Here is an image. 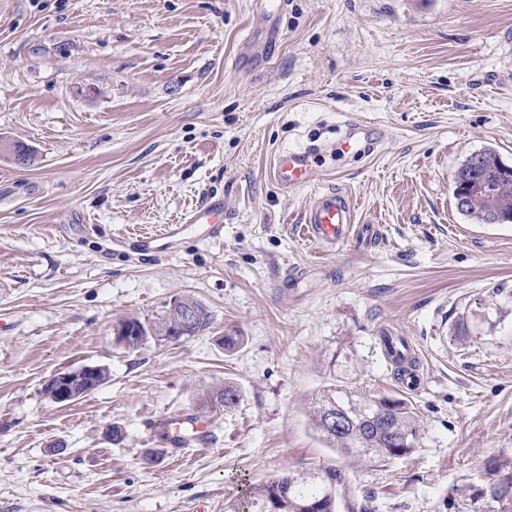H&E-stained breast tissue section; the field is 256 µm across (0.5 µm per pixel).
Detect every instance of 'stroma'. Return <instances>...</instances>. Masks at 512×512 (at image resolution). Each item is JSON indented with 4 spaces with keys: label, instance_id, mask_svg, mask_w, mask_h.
I'll use <instances>...</instances> for the list:
<instances>
[{
    "label": "stroma",
    "instance_id": "obj_1",
    "mask_svg": "<svg viewBox=\"0 0 512 512\" xmlns=\"http://www.w3.org/2000/svg\"><path fill=\"white\" fill-rule=\"evenodd\" d=\"M351 120L381 130L372 153L327 159L310 189L271 179L280 151ZM488 149L512 165V0H0V512H224L243 484L327 467L338 512H472L456 489L512 459V224L452 193ZM332 188L372 245L305 236ZM211 196L217 241L185 226ZM168 224L184 230L138 250ZM175 295L209 328L116 342ZM385 334L414 351L418 390ZM88 365L105 384L44 395ZM334 384L411 402L419 447L332 448L310 406ZM183 413L212 427L175 453L149 427ZM383 343L387 357L396 365V375L400 376L398 378L401 379L405 374L414 370L413 367H417L418 362L416 360H410L407 363L408 366H405L408 357L405 353V343L402 339H399L397 342L391 336H383ZM90 377H93L91 383ZM107 378L108 372L106 368H101L99 372L98 366H85L78 370L53 375L44 385L45 394L47 395L48 391L46 390H49V399L51 401L67 405L82 395L86 386L90 384L87 389H90L92 392L103 385ZM86 381L87 385L85 386L84 383Z\"/></svg>",
    "mask_w": 512,
    "mask_h": 512
}]
</instances>
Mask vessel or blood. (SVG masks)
Here are the masks:
<instances>
[{
	"mask_svg": "<svg viewBox=\"0 0 512 512\" xmlns=\"http://www.w3.org/2000/svg\"><path fill=\"white\" fill-rule=\"evenodd\" d=\"M375 139L369 136L368 125L347 122L341 138L334 147L309 145L297 150L278 153L271 175L283 188L296 189L313 184L318 167L326 155L336 157L366 154L374 150ZM196 224L202 239L213 241L224 235V200L211 198L201 204L189 217ZM302 221L310 239L323 244L335 245L350 237L354 231L355 215L350 198L339 191L327 190L313 195V201L303 214ZM157 428L167 448H180L185 431L194 436L205 435L207 421L200 415L157 421Z\"/></svg>",
	"mask_w": 512,
	"mask_h": 512,
	"instance_id": "1",
	"label": "vessel or blood"
}]
</instances>
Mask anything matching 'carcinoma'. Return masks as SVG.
I'll return each instance as SVG.
<instances>
[{"label":"carcinoma","instance_id":"obj_1","mask_svg":"<svg viewBox=\"0 0 512 512\" xmlns=\"http://www.w3.org/2000/svg\"><path fill=\"white\" fill-rule=\"evenodd\" d=\"M476 156L479 166L471 167L465 163L458 169L462 182L468 187L457 209L483 224L511 223L512 178L483 187L485 175L495 172L502 160L491 150L478 152ZM188 313L199 333L211 324L212 315L203 304L186 296H175L151 323L131 320L120 323L119 327L134 332L127 338V347L135 348L146 339L160 335ZM383 343L387 357L396 365L398 376H404L417 366V361H407L403 340L385 336ZM216 399L228 410L238 404L240 393L236 386L226 384L217 392ZM332 407H339L346 413L344 428L327 424V413ZM312 424L325 440L338 445L345 453L399 458L411 455L419 445V417L415 408L397 397H360L331 385L313 403ZM341 481V473L334 468L318 472L290 471L262 483L244 486L239 497L224 507V512H337ZM482 497L484 512H512V460L496 465Z\"/></svg>","mask_w":512,"mask_h":512}]
</instances>
